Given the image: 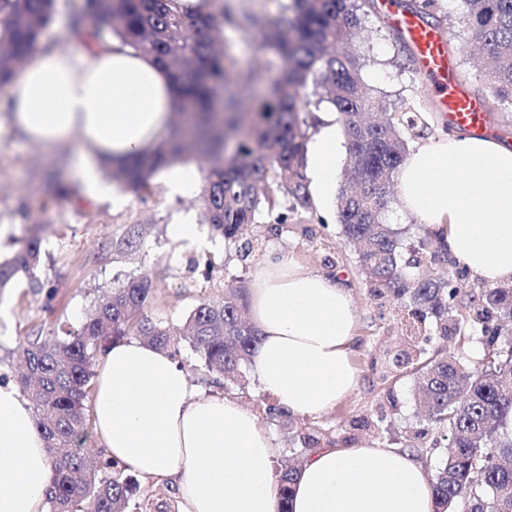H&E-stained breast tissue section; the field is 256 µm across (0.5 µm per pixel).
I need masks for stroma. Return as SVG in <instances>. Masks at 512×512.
<instances>
[{"mask_svg":"<svg viewBox=\"0 0 512 512\" xmlns=\"http://www.w3.org/2000/svg\"><path fill=\"white\" fill-rule=\"evenodd\" d=\"M367 30L369 39L361 50L372 62L363 70L365 82L382 93L388 106L416 101L432 113L434 131H443L426 79L395 42L382 16H370ZM55 169L71 179L69 150L31 146L0 129V259L11 257L20 240L34 232L42 252L40 287H30L22 277L0 294V374L16 377L13 352L29 336H61L78 327L102 292L128 278H150L156 287L152 314L179 326L199 299L221 297L225 285L238 280L251 282L269 256H283L299 270L337 276L350 288L359 316L352 355L359 374L355 391L326 414L291 418L273 411L272 398L259 390L249 370H242L238 383H227L223 375L207 372L184 341L179 361L191 381L251 409L273 437L278 465L298 456L293 433L304 428L351 430L356 443L394 442L402 449L409 448L411 439L426 444L435 437L419 414L412 377L391 368L403 339L405 315L392 303L381 305L371 297L353 248L339 235L336 216L323 220L314 209L293 213L282 234L269 238L264 225H249L244 237L255 247L243 260L235 245L202 224L197 197L171 195L158 180L152 195H127L120 207L74 195L52 198L46 193L45 175ZM181 215L191 217L204 246L172 235L171 226ZM131 237L138 239V247H127ZM328 256L333 265L325 264Z\"/></svg>","mask_w":512,"mask_h":512,"instance_id":"1","label":"stroma"}]
</instances>
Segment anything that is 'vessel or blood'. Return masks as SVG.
Returning <instances> with one entry per match:
<instances>
[{"label":"vessel or blood","instance_id":"obj_1","mask_svg":"<svg viewBox=\"0 0 512 512\" xmlns=\"http://www.w3.org/2000/svg\"><path fill=\"white\" fill-rule=\"evenodd\" d=\"M381 9L389 23L412 45L417 68L426 78L449 126L478 137L490 135L492 128L484 106L459 80L444 33L417 16L398 10L394 0H381Z\"/></svg>","mask_w":512,"mask_h":512}]
</instances>
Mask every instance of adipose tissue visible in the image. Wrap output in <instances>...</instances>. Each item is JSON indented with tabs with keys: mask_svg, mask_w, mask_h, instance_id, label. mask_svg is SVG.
<instances>
[{
	"mask_svg": "<svg viewBox=\"0 0 512 512\" xmlns=\"http://www.w3.org/2000/svg\"><path fill=\"white\" fill-rule=\"evenodd\" d=\"M177 97L168 70L119 45L38 49L0 98V122L25 141L68 148L83 199L125 202L102 169L154 146ZM332 126L310 144L313 203L329 212L339 161ZM402 208L436 232L477 282L512 281V146L448 133L424 141L399 172ZM249 313L261 334L250 371L285 414L332 409L355 390L357 310L337 277L275 261L257 270ZM92 423L112 461L168 484L179 512H278L274 443L237 399L196 387L167 350L131 338L97 361ZM56 460L29 402L0 382V512H46ZM291 512H434L412 453L381 444L325 445L297 472Z\"/></svg>",
	"mask_w": 512,
	"mask_h": 512,
	"instance_id": "1",
	"label": "adipose tissue"
}]
</instances>
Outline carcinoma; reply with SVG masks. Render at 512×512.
I'll list each match as a JSON object with an SVG mask.
<instances>
[{"label": "carcinoma", "mask_w": 512, "mask_h": 512, "mask_svg": "<svg viewBox=\"0 0 512 512\" xmlns=\"http://www.w3.org/2000/svg\"><path fill=\"white\" fill-rule=\"evenodd\" d=\"M212 2L205 14L183 13L177 0L65 2L72 28L95 44L118 40L157 58L175 83L178 112L168 136L112 169V179L147 197L157 170L189 158L188 147L195 146L208 158L199 194L204 223L235 243L243 226L271 217L268 232L278 235L288 221L287 214H275L281 201L290 212L313 206L307 144L319 124L315 111L329 103L349 159V187L337 197L340 235L355 248L371 295L409 302L411 334L392 364L413 373L423 418L448 441L445 465L432 481L436 512H456L459 504L462 512H512V435L502 432L512 418V282L460 294L449 287L451 261L439 236L426 227L405 247L401 232L383 217L408 141L432 126L412 103L388 111L362 78L368 58L355 39L377 12L376 0H285L274 17ZM455 2L454 17L440 0H411L407 10L434 28L454 19L462 24L482 54V96L512 112V0ZM59 7V0H0V87L36 49ZM226 29L258 34V52L248 66L239 65ZM268 51L283 62L275 74ZM39 265L40 242L32 237L0 260V290L21 276L38 282ZM154 291L150 279L132 277L102 295L64 338L38 335L17 350L24 367L18 384L32 402L46 450L58 460L46 494L49 512H128L141 489L135 476L81 452L98 354L129 336L170 350L181 336L207 371L232 380L260 342L257 328L243 317L248 288L242 282L225 286L221 298L201 299L181 330L148 313ZM429 318L435 335L460 348L470 339L466 330L478 331V356L464 361L442 348L425 356L421 342L430 340ZM295 440L305 452L350 443L305 431ZM297 470L289 462L278 472L279 512H289Z\"/></svg>", "instance_id": "1"}]
</instances>
